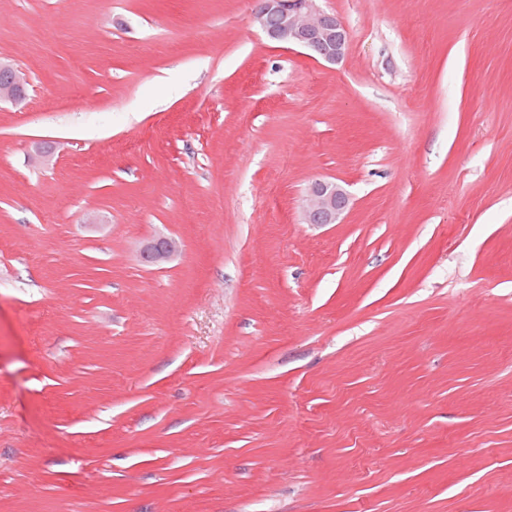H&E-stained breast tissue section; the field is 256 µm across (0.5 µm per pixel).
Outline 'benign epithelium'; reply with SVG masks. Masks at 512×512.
Masks as SVG:
<instances>
[{
    "mask_svg": "<svg viewBox=\"0 0 512 512\" xmlns=\"http://www.w3.org/2000/svg\"><path fill=\"white\" fill-rule=\"evenodd\" d=\"M318 0H256L252 22L274 42L299 47L310 56L339 64L347 56L350 31L334 13L322 10ZM0 102L16 107L26 105V84L14 66L0 56ZM349 204L342 186L325 180L313 182L306 192L303 221L306 224H337ZM179 249L177 241L162 237L145 247V256L157 264L168 260Z\"/></svg>",
    "mask_w": 512,
    "mask_h": 512,
    "instance_id": "obj_1",
    "label": "benign epithelium"
}]
</instances>
